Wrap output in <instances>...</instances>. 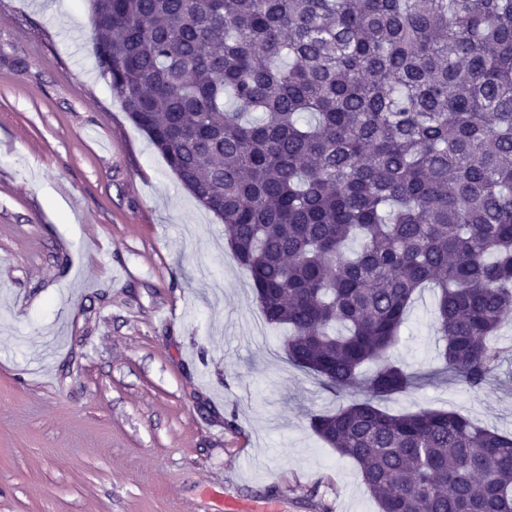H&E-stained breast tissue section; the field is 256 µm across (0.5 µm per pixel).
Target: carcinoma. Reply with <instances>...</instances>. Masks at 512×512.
<instances>
[{"label":"carcinoma","instance_id":"carcinoma-1","mask_svg":"<svg viewBox=\"0 0 512 512\" xmlns=\"http://www.w3.org/2000/svg\"><path fill=\"white\" fill-rule=\"evenodd\" d=\"M98 73L224 224L289 364L348 397L312 431L379 512H512V433L390 413L480 389L512 318V0H88ZM437 290L440 366L389 351Z\"/></svg>","mask_w":512,"mask_h":512}]
</instances>
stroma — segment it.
<instances>
[{
	"mask_svg": "<svg viewBox=\"0 0 512 512\" xmlns=\"http://www.w3.org/2000/svg\"><path fill=\"white\" fill-rule=\"evenodd\" d=\"M87 0H0V512H378L309 427L343 398L283 358L224 226L98 76ZM433 290L390 351L438 364ZM481 389L393 412L512 433V323Z\"/></svg>",
	"mask_w": 512,
	"mask_h": 512,
	"instance_id": "obj_1",
	"label": "stroma"
}]
</instances>
